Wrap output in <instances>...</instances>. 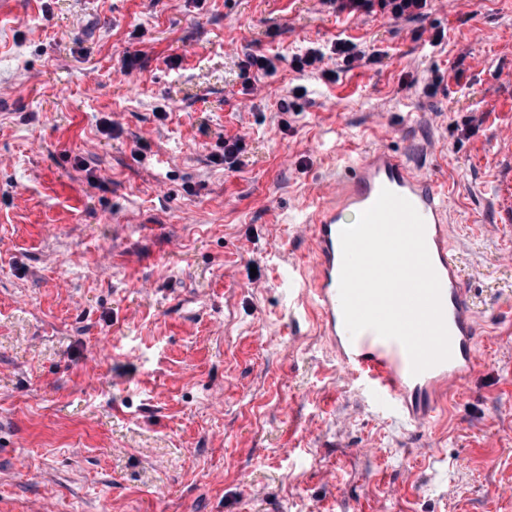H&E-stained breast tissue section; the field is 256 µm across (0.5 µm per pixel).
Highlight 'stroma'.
Instances as JSON below:
<instances>
[{"instance_id": "1", "label": "stroma", "mask_w": 512, "mask_h": 512, "mask_svg": "<svg viewBox=\"0 0 512 512\" xmlns=\"http://www.w3.org/2000/svg\"><path fill=\"white\" fill-rule=\"evenodd\" d=\"M342 32L382 60H325L333 83L284 64L244 91L246 53ZM236 134L241 170L211 164ZM511 139L512 0H432L416 21L320 0H7L0 512H512ZM372 145L447 181L478 310V369L426 429L345 387L288 295L316 195Z\"/></svg>"}]
</instances>
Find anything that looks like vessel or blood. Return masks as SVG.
<instances>
[{"mask_svg": "<svg viewBox=\"0 0 512 512\" xmlns=\"http://www.w3.org/2000/svg\"><path fill=\"white\" fill-rule=\"evenodd\" d=\"M384 188L410 201L424 220L425 242L440 281L450 334V359L416 376L399 341L382 338L371 330L349 336L343 321L340 232L348 223V215L368 209ZM447 193V184L435 182L396 152L371 148L362 153L348 179L316 201L308 218L313 270L310 291L342 379L356 384L379 411L409 419L420 428L433 424L449 393L464 389L478 367L476 316L451 250Z\"/></svg>", "mask_w": 512, "mask_h": 512, "instance_id": "obj_1", "label": "vessel or blood"}]
</instances>
